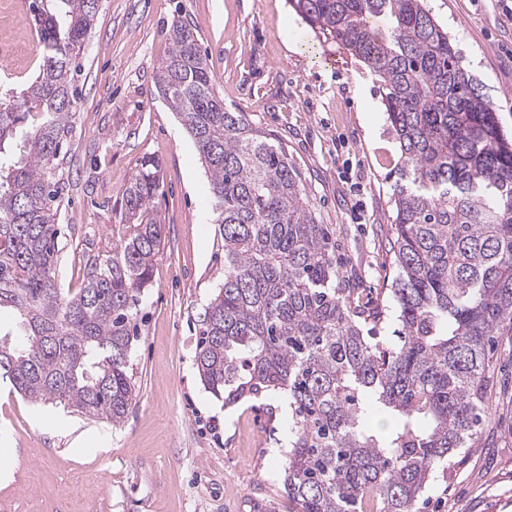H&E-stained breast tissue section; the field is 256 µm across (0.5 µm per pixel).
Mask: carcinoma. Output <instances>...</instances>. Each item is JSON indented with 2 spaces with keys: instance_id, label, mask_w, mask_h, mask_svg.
Here are the masks:
<instances>
[{
  "instance_id": "obj_1",
  "label": "carcinoma",
  "mask_w": 512,
  "mask_h": 512,
  "mask_svg": "<svg viewBox=\"0 0 512 512\" xmlns=\"http://www.w3.org/2000/svg\"><path fill=\"white\" fill-rule=\"evenodd\" d=\"M99 0H32L39 74L0 104V378L33 403L123 423L135 397V319L163 225L160 165L123 195V242L60 288L58 151L75 116L71 60ZM376 76L399 144L393 186L399 344L351 299L305 181L279 137L224 106L195 29L178 21L158 70L163 99L208 177L224 280L196 353L209 393L288 401L284 487L294 512H414L433 470L471 448L494 409L488 347L512 336V139L427 0H293ZM392 420L376 431L367 420Z\"/></svg>"
}]
</instances>
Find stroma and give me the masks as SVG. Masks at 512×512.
I'll return each mask as SVG.
<instances>
[{
  "instance_id": "stroma-1",
  "label": "stroma",
  "mask_w": 512,
  "mask_h": 512,
  "mask_svg": "<svg viewBox=\"0 0 512 512\" xmlns=\"http://www.w3.org/2000/svg\"><path fill=\"white\" fill-rule=\"evenodd\" d=\"M512 132V0H428ZM197 30L230 109L273 130L301 172L361 309L390 308L391 194L400 151L377 82L289 0H102L73 61L76 115L63 142L57 273L85 285L88 254L125 235L123 194L144 159L161 166L153 213L165 237L136 318V396L120 426L0 384V512H288V413L273 396L225 407L195 364L200 315L224 278L207 177L156 75L175 21ZM0 102L38 74L10 57ZM498 405L462 461L436 469L416 512H512V338L491 344Z\"/></svg>"
}]
</instances>
